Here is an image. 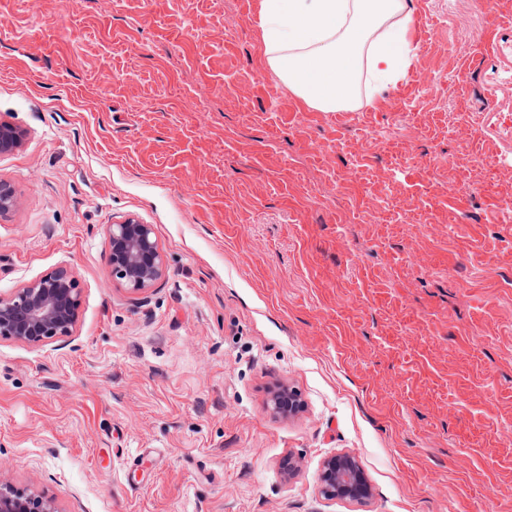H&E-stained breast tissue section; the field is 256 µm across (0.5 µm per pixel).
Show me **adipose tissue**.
Returning a JSON list of instances; mask_svg holds the SVG:
<instances>
[{"instance_id":"ef3b65f1","label":"adipose tissue","mask_w":512,"mask_h":512,"mask_svg":"<svg viewBox=\"0 0 512 512\" xmlns=\"http://www.w3.org/2000/svg\"><path fill=\"white\" fill-rule=\"evenodd\" d=\"M267 66L321 112L380 97L411 64L410 0H261Z\"/></svg>"}]
</instances>
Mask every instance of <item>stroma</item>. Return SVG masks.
I'll use <instances>...</instances> for the list:
<instances>
[{
  "mask_svg": "<svg viewBox=\"0 0 512 512\" xmlns=\"http://www.w3.org/2000/svg\"><path fill=\"white\" fill-rule=\"evenodd\" d=\"M260 2L0 0V294L81 290L71 336L0 338V481L58 512H512V0H412V65L347 112L266 67ZM129 218L163 254L141 292L107 268ZM342 453L367 503L319 494ZM300 407L298 393L290 386H282L270 398V408L278 416H292Z\"/></svg>",
  "mask_w": 512,
  "mask_h": 512,
  "instance_id": "1",
  "label": "stroma"
}]
</instances>
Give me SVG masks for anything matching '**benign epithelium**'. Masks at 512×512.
<instances>
[{"mask_svg": "<svg viewBox=\"0 0 512 512\" xmlns=\"http://www.w3.org/2000/svg\"><path fill=\"white\" fill-rule=\"evenodd\" d=\"M20 131L0 123V155L16 149ZM17 199L13 187L0 180V215L10 211ZM108 267L113 278L133 291L151 287L162 272V254L151 225L136 220L106 227ZM81 305L79 282L73 270L60 265L8 295H0V337L40 345L72 334ZM300 407L298 393L283 386L270 398L278 416H292ZM319 491L327 499L365 502L371 484L351 454L327 458L319 473ZM0 512H57L52 500L0 482Z\"/></svg>", "mask_w": 512, "mask_h": 512, "instance_id": "7a95c632", "label": "benign epithelium"}]
</instances>
